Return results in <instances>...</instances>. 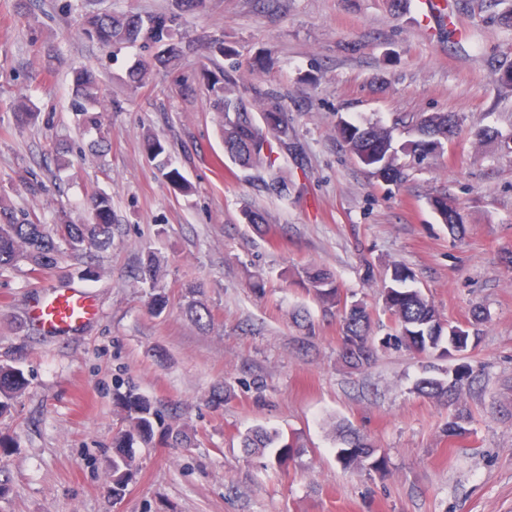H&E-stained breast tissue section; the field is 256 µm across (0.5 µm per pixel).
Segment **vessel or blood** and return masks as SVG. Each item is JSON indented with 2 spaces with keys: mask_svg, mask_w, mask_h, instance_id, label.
Masks as SVG:
<instances>
[{
  "mask_svg": "<svg viewBox=\"0 0 512 512\" xmlns=\"http://www.w3.org/2000/svg\"><path fill=\"white\" fill-rule=\"evenodd\" d=\"M95 314L96 308L87 290L49 288L40 294L31 322L45 335L61 336L79 331Z\"/></svg>",
  "mask_w": 512,
  "mask_h": 512,
  "instance_id": "obj_1",
  "label": "vessel or blood"
}]
</instances>
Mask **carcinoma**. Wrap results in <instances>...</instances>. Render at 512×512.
Wrapping results in <instances>:
<instances>
[{
  "label": "carcinoma",
  "instance_id": "obj_1",
  "mask_svg": "<svg viewBox=\"0 0 512 512\" xmlns=\"http://www.w3.org/2000/svg\"><path fill=\"white\" fill-rule=\"evenodd\" d=\"M207 0H178L179 11L147 15L89 13L85 16L81 32L84 36L105 48L120 49L122 46L142 41L158 47L151 62H138L130 67L127 78L134 87L147 84L157 68L174 70L176 62L184 54L194 49V43L185 40L181 31L182 15L203 10ZM202 86L224 118L221 133L224 140V153L244 168L263 166L270 174L266 190L280 198L289 193L287 177L281 174L277 160L288 154V124L280 104L261 113V122H256L243 100L226 94V86L236 83L235 77L218 67L214 70L203 67L200 73ZM72 105L74 111L85 116V122L96 126L99 103V79L96 72L88 67L73 69ZM419 138L407 141L396 147L392 131L374 123L355 124L343 122L338 125V133L349 145L353 155L378 177L397 169V153H411L425 158L436 153L445 141L455 133L453 116L444 112L423 114L416 122ZM146 149L153 159L159 160V167H167L165 145L154 137L145 141ZM431 206L448 224L450 230L462 226L463 217L448 206V198L436 197ZM90 219L83 224H74L67 215L57 217L52 227L30 219L23 211L0 204V272L13 269L20 260L31 265V270L39 271L55 267L62 255L70 253L79 256L95 249H103L112 243V197L97 193L89 201ZM409 275L394 269L392 284L383 289L386 308L391 312L399 328L394 340L416 353H430L451 344L458 339L457 327L447 324L433 307L423 292L405 286ZM306 290L314 293L326 311L340 314L343 332L341 357L344 363L361 369L374 358L371 318L360 302L347 304L342 298L333 276L323 269L306 272ZM203 291L197 287L190 289L185 306L186 314L197 326L210 325L212 315L202 301ZM473 369L464 363L455 370L452 383L424 377L417 384L420 393L438 401L452 403L464 386L472 384ZM27 387L23 372L9 365L0 364V415L10 410L12 402ZM116 407L128 428L119 432L112 442V494L117 496L133 480L136 474L132 455L133 445L141 441L152 442L155 426L162 423L161 416L153 404L140 394L130 390L117 394ZM345 447L337 452V461L345 468L359 467L368 472H381L387 465V458L371 447L354 432L344 440ZM277 446V460L283 462L294 454L298 441L286 438L279 432L270 433L263 428L248 431L242 437V447L249 453Z\"/></svg>",
  "mask_w": 512,
  "mask_h": 512
}]
</instances>
